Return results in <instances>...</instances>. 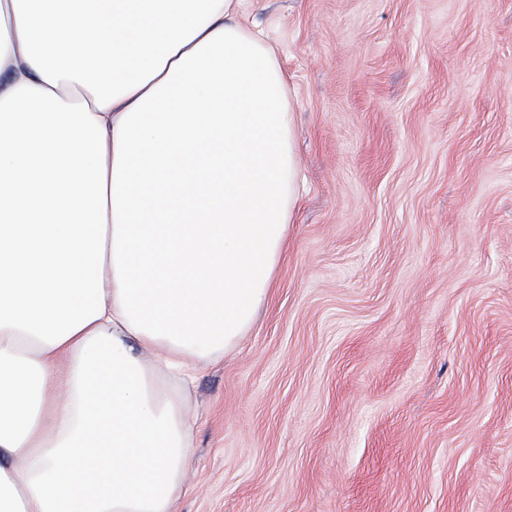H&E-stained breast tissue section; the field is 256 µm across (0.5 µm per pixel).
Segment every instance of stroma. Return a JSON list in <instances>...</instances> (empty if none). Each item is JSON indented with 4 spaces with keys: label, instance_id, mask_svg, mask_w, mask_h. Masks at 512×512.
<instances>
[{
    "label": "stroma",
    "instance_id": "35a3bbf8",
    "mask_svg": "<svg viewBox=\"0 0 512 512\" xmlns=\"http://www.w3.org/2000/svg\"><path fill=\"white\" fill-rule=\"evenodd\" d=\"M303 194L176 512H512V0H244Z\"/></svg>",
    "mask_w": 512,
    "mask_h": 512
}]
</instances>
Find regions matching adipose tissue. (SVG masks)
Listing matches in <instances>:
<instances>
[{
	"label": "adipose tissue",
	"instance_id": "obj_1",
	"mask_svg": "<svg viewBox=\"0 0 512 512\" xmlns=\"http://www.w3.org/2000/svg\"><path fill=\"white\" fill-rule=\"evenodd\" d=\"M240 0H0V512H174L271 291L288 80Z\"/></svg>",
	"mask_w": 512,
	"mask_h": 512
}]
</instances>
